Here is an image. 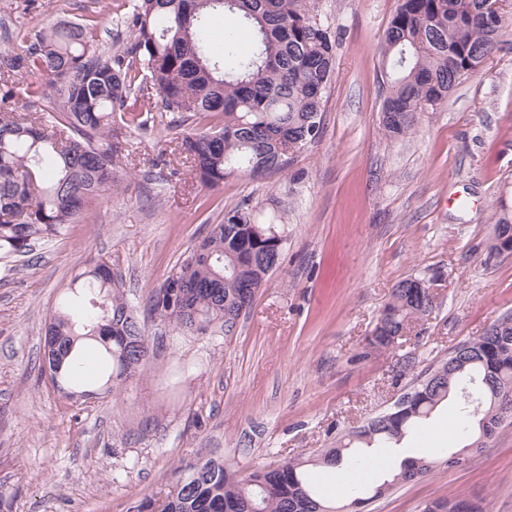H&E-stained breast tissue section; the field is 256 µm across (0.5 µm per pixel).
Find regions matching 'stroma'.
I'll use <instances>...</instances> for the list:
<instances>
[{
    "mask_svg": "<svg viewBox=\"0 0 512 512\" xmlns=\"http://www.w3.org/2000/svg\"><path fill=\"white\" fill-rule=\"evenodd\" d=\"M336 37L337 77L319 139L285 171L211 191L173 151L170 134L128 130L124 177L80 223L0 269V497L11 512H128L167 490L175 467L208 457L248 473L332 446L386 412L415 371L445 359L512 314V255L489 257L493 214L512 206V35L416 134L380 124L383 34L397 0H317ZM116 0H0V54L15 26L84 18L103 44L125 37ZM248 204L282 220V264L234 335L192 336L147 323L154 357L116 391L81 406L40 372L45 329L81 268L111 264L143 304L225 211ZM430 280L436 307L392 351L369 350L393 286ZM414 371H401L403 356ZM193 369L166 385L177 360ZM465 497L512 512V425L462 463L396 486L372 512H420Z\"/></svg>",
    "mask_w": 512,
    "mask_h": 512,
    "instance_id": "1",
    "label": "stroma"
}]
</instances>
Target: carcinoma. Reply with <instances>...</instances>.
Here are the masks:
<instances>
[{
	"label": "carcinoma",
	"mask_w": 512,
	"mask_h": 512,
	"mask_svg": "<svg viewBox=\"0 0 512 512\" xmlns=\"http://www.w3.org/2000/svg\"><path fill=\"white\" fill-rule=\"evenodd\" d=\"M491 18L484 0H399L383 37L390 70L381 107L387 137L416 132L420 116L437 112L455 87L484 69L506 25ZM251 34L237 50L232 33L224 52L212 48V22ZM126 44L104 53L97 28L87 22L49 24L17 32L20 51L0 56V260L27 257L36 244L61 234L90 203L118 182L114 158L126 150L123 131L158 128L179 132L175 150L203 186L219 188L241 175L279 173L318 139L326 94L336 79V38L317 17L315 0H127ZM28 74L50 77L51 113L7 111L24 94L45 98ZM159 96L145 109V92ZM282 235L260 224L248 206L224 213L194 248L178 259L146 306L131 304L112 265L100 262L74 277L72 293L86 305L64 302L46 330L53 355L43 354L54 386L68 399L83 349L102 359L101 388L111 392L150 359L141 319L168 323L192 335L218 327L234 335L237 320L279 268ZM512 253V233L494 235L489 256ZM430 283L398 281L366 345L386 351L399 345L403 327L423 318L433 303ZM512 394V316L489 324L481 336L455 347L428 367L402 394L409 402L394 419L353 427L334 446L308 457L264 464L241 475L230 465L198 459L179 468L169 491L145 498L129 512H363L396 485L419 480L441 463L401 448L446 402L467 444L491 440L512 420L501 415V395ZM405 457L388 478L371 487L345 484L342 503L326 498L335 472L350 474L379 449ZM423 512H480L466 498L433 499Z\"/></svg>",
	"instance_id": "1"
}]
</instances>
